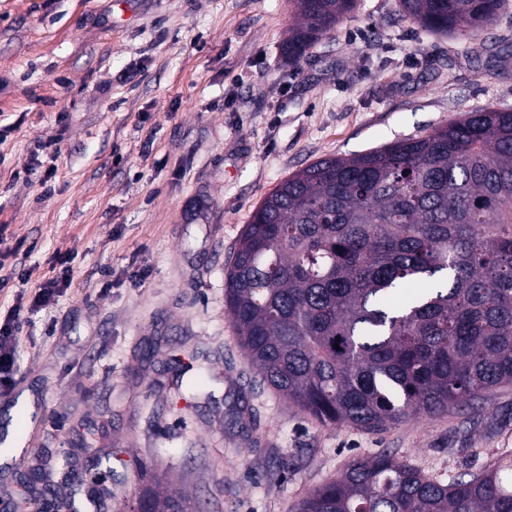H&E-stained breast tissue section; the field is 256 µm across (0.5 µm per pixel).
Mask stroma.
Here are the masks:
<instances>
[{
	"label": "stroma",
	"mask_w": 512,
	"mask_h": 512,
	"mask_svg": "<svg viewBox=\"0 0 512 512\" xmlns=\"http://www.w3.org/2000/svg\"><path fill=\"white\" fill-rule=\"evenodd\" d=\"M294 21L290 0H0V318L25 320L0 435L25 417L32 447L0 463V512H36L34 467L67 512L63 453L78 472L114 455L123 482L92 512L145 488L292 512L357 456L446 482L512 458V386L383 431L323 426L259 386L224 312L240 233L288 175L512 109V6L476 42L359 0L296 64ZM58 252L71 284L33 307ZM202 363L215 399L190 407L178 377Z\"/></svg>",
	"instance_id": "35a3bbf8"
}]
</instances>
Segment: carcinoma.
I'll use <instances>...</instances> for the list:
<instances>
[{
	"label": "carcinoma",
	"mask_w": 512,
	"mask_h": 512,
	"mask_svg": "<svg viewBox=\"0 0 512 512\" xmlns=\"http://www.w3.org/2000/svg\"><path fill=\"white\" fill-rule=\"evenodd\" d=\"M300 60L358 0H291ZM507 0H400L401 18L475 40ZM225 310L259 382L323 426L382 431L512 385V110L283 179L231 257ZM112 494L98 465L84 482ZM145 512H189L143 492ZM296 512H512V461L448 483L379 453L353 459Z\"/></svg>",
	"instance_id": "carcinoma-1"
}]
</instances>
